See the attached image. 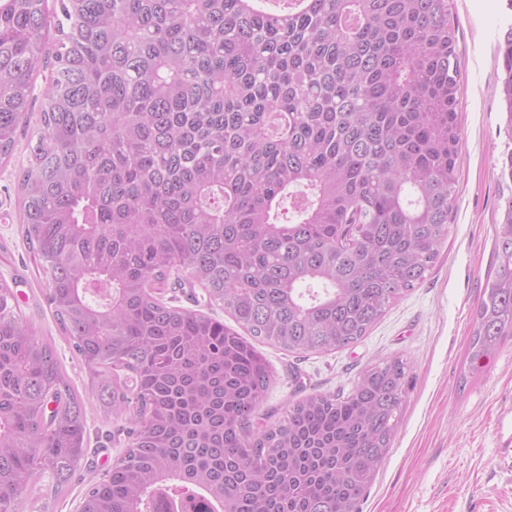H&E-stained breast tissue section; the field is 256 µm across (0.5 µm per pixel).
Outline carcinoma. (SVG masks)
<instances>
[{"label":"carcinoma","mask_w":512,"mask_h":512,"mask_svg":"<svg viewBox=\"0 0 512 512\" xmlns=\"http://www.w3.org/2000/svg\"><path fill=\"white\" fill-rule=\"evenodd\" d=\"M0 0V161L32 128L22 235L87 375L0 281V512L85 457V398L128 427L80 512H360L392 447L408 365L288 402L254 342L357 343L439 257L457 194L449 0ZM60 33L30 126L50 30ZM512 127V29L500 46ZM467 374L512 336V197ZM184 267L244 331L171 305Z\"/></svg>","instance_id":"1"}]
</instances>
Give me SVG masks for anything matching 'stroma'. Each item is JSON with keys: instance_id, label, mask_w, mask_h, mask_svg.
Instances as JSON below:
<instances>
[{"instance_id": "1", "label": "stroma", "mask_w": 512, "mask_h": 512, "mask_svg": "<svg viewBox=\"0 0 512 512\" xmlns=\"http://www.w3.org/2000/svg\"><path fill=\"white\" fill-rule=\"evenodd\" d=\"M459 69L456 161L458 192L448 237L419 287L387 309L357 344L299 356L268 344L256 348L273 379L264 409L283 418L297 389L334 393L350 389L361 369L386 357L410 365L411 387L392 448L361 505V512H512V465L502 458L496 415L512 405V336L480 373L463 376L474 313L488 275L494 274L499 205L512 195L502 180L503 153L512 142L499 94V45L512 29V0H452ZM27 135H19L9 163L0 164V279L17 294L22 314L55 342L75 389L86 375L61 337L45 301V285L21 235L19 171ZM89 454L61 498L43 495L24 512H79L91 480L125 448L118 425L86 407Z\"/></svg>"}]
</instances>
